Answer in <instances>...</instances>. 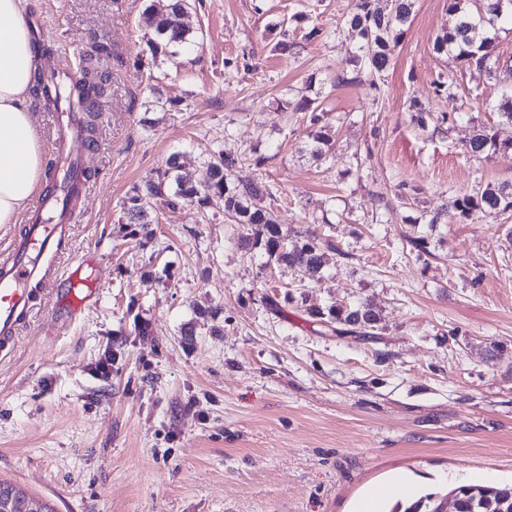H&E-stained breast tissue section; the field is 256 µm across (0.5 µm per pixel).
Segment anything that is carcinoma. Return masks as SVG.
Here are the masks:
<instances>
[{
	"mask_svg": "<svg viewBox=\"0 0 512 512\" xmlns=\"http://www.w3.org/2000/svg\"><path fill=\"white\" fill-rule=\"evenodd\" d=\"M475 10L462 9L459 0H451L450 10L459 13L453 29L438 36L435 50L439 53L454 49L457 57L468 66L479 71L491 69L496 57L494 42L485 33V24L498 19L512 21V7L502 8L501 0H473ZM413 0H393V7L385 12L376 6L375 0H359L358 11L345 21V25L360 38L358 60L372 73H381L390 65L395 48L403 38L404 26L412 15ZM190 0H159L146 11V21L154 29L156 38L150 43L152 54H167L171 47H184L194 43V29L183 18L191 13ZM108 54L103 44L94 46V53L83 56L82 65L68 70L65 79L51 86L45 72L34 71L32 92L38 98L55 107L65 106L70 112L85 114L83 128L88 133L95 131L94 119L102 112L103 98L109 76L96 71L97 58ZM457 97L448 94V111L435 118L430 113L410 105L411 120L425 130L435 121L443 123L457 121L465 116L462 107L456 104ZM299 112H308L309 131L307 137L310 152L320 158L333 146L325 116L327 112L316 101L304 100L296 105ZM512 141H499L493 128L484 125L473 127L463 152L480 157L491 150L509 149ZM207 180L195 184L181 173L178 156L167 160V167L156 176L146 179L132 190L123 203L127 223L147 224L145 205L153 202L172 212L185 203L202 209L209 196L218 194L224 198V214L236 224L243 225L247 234L240 240L241 248L257 250L267 258V264L300 267L316 276L321 273L326 253L324 247L331 246L313 231L301 238L288 241L279 230L272 209L261 205L264 198L274 197L273 190L253 179L242 177L245 159L219 154L206 161ZM458 218L467 217L474 210L489 215L502 216L512 212V185L478 186L455 200ZM306 312L313 318L330 325L348 327V331L363 336L378 329L380 316L367 301H356L328 308L311 306ZM455 498V512H502L512 507V488L485 485H459L451 490ZM9 502L10 512H54L46 502L28 496L12 486L0 482V500ZM442 497L428 494L409 503L398 502L391 512H437Z\"/></svg>",
	"mask_w": 512,
	"mask_h": 512,
	"instance_id": "obj_1",
	"label": "carcinoma"
}]
</instances>
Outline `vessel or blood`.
Here are the masks:
<instances>
[{"mask_svg": "<svg viewBox=\"0 0 512 512\" xmlns=\"http://www.w3.org/2000/svg\"><path fill=\"white\" fill-rule=\"evenodd\" d=\"M53 125L57 132L55 144L71 177L68 192L73 201H81L89 190L83 176L86 162L78 148L82 132L75 117L65 112L54 114ZM48 203L45 197L36 201L25 235L0 253V342L5 344L13 341L16 325L29 309L35 287L51 279L50 261L60 256L74 222L67 207L58 220H42ZM94 282L85 265L75 267L66 278L68 306L75 310L84 307L95 291Z\"/></svg>", "mask_w": 512, "mask_h": 512, "instance_id": "1", "label": "vessel or blood"}]
</instances>
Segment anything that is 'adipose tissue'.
<instances>
[{
    "mask_svg": "<svg viewBox=\"0 0 512 512\" xmlns=\"http://www.w3.org/2000/svg\"><path fill=\"white\" fill-rule=\"evenodd\" d=\"M28 0H0V225L16 224L39 186L43 142L30 107Z\"/></svg>",
    "mask_w": 512,
    "mask_h": 512,
    "instance_id": "adipose-tissue-1",
    "label": "adipose tissue"
}]
</instances>
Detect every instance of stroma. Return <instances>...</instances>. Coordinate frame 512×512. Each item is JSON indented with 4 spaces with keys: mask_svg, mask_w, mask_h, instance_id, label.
Listing matches in <instances>:
<instances>
[{
    "mask_svg": "<svg viewBox=\"0 0 512 512\" xmlns=\"http://www.w3.org/2000/svg\"><path fill=\"white\" fill-rule=\"evenodd\" d=\"M151 0H29L47 64L106 43V103L83 154L95 176L62 267L99 266L83 309L54 291L0 346V480L55 512H358L402 478L415 495L512 480V220L473 211L429 227L455 198L512 184V150L462 153L499 121L498 73L434 42L449 0H415L388 70L354 61L358 0H195L196 46L152 55ZM297 44V54L278 43ZM469 118L418 129L409 106ZM322 101L332 154L306 151L301 98ZM252 158L284 236L335 244L325 277L264 268L237 246L224 200L159 206L120 231L133 187L179 154ZM427 236L428 254L406 253ZM372 302L376 335L339 334L304 310Z\"/></svg>",
    "mask_w": 512,
    "mask_h": 512,
    "instance_id": "stroma-1",
    "label": "stroma"
}]
</instances>
